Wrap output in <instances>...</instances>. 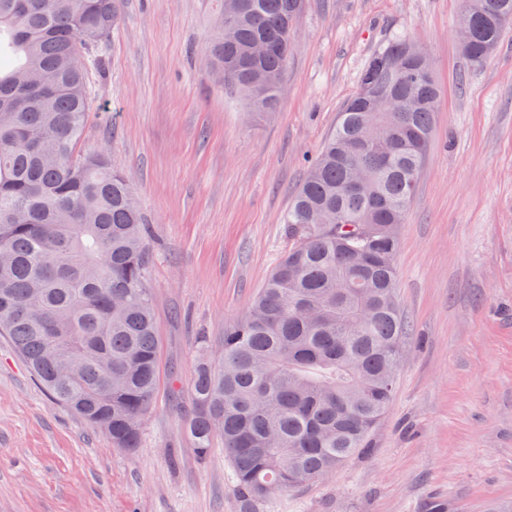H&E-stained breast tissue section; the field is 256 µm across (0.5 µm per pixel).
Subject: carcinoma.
Returning a JSON list of instances; mask_svg holds the SVG:
<instances>
[{"instance_id":"obj_1","label":"carcinoma","mask_w":512,"mask_h":512,"mask_svg":"<svg viewBox=\"0 0 512 512\" xmlns=\"http://www.w3.org/2000/svg\"><path fill=\"white\" fill-rule=\"evenodd\" d=\"M304 0H221L207 48L251 112L281 98ZM468 67L512 26V0H463ZM115 0H0V334L52 400L126 451L159 378L149 226L105 153L80 152L87 70ZM441 94L431 60L396 36L367 62L294 194L288 250L250 313L198 360L185 430L224 440L248 502L330 475L369 447L393 395L407 325L394 258Z\"/></svg>"}]
</instances>
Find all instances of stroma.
<instances>
[{
  "instance_id": "35a3bbf8",
  "label": "stroma",
  "mask_w": 512,
  "mask_h": 512,
  "mask_svg": "<svg viewBox=\"0 0 512 512\" xmlns=\"http://www.w3.org/2000/svg\"><path fill=\"white\" fill-rule=\"evenodd\" d=\"M213 6L118 0L88 72L81 148L128 175L150 226L162 348L140 446L53 403L0 335V512H243L223 442L202 459L184 430L197 342L220 355L249 313L311 160L398 35L442 94L395 258L409 334L394 397L369 448L274 512H512V29L471 70L461 0H305L282 100L252 116L205 53Z\"/></svg>"
}]
</instances>
